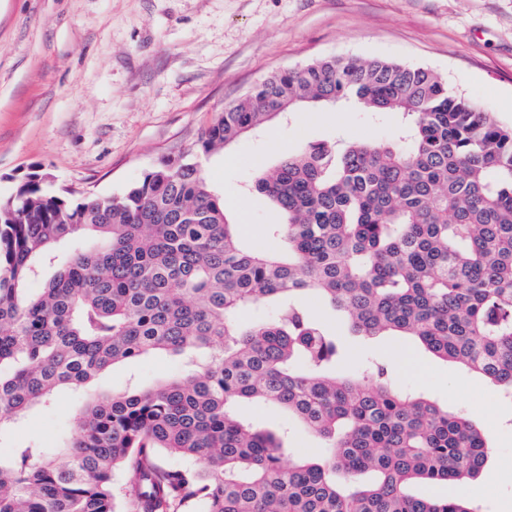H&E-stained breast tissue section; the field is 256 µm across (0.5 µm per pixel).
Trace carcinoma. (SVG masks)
<instances>
[{
	"label": "carcinoma",
	"instance_id": "cac0c4a2",
	"mask_svg": "<svg viewBox=\"0 0 512 512\" xmlns=\"http://www.w3.org/2000/svg\"><path fill=\"white\" fill-rule=\"evenodd\" d=\"M400 118L390 140L311 142L254 178L281 216L248 247L200 160L304 105ZM32 174L0 199V433L62 390L86 396L54 454H0V512H481L460 493L487 433L388 369L338 374L350 333L409 336L512 401V127L431 68L355 56L278 70L224 105L190 152L124 191L76 198ZM43 286L31 291L32 280ZM269 305L248 324L240 311ZM177 355L183 376L95 393L117 363ZM256 400L325 448L285 461L281 436L240 420ZM193 467L167 468L157 452Z\"/></svg>",
	"mask_w": 512,
	"mask_h": 512
}]
</instances>
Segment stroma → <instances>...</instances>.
Instances as JSON below:
<instances>
[{
  "instance_id": "stroma-1",
  "label": "stroma",
  "mask_w": 512,
  "mask_h": 512,
  "mask_svg": "<svg viewBox=\"0 0 512 512\" xmlns=\"http://www.w3.org/2000/svg\"><path fill=\"white\" fill-rule=\"evenodd\" d=\"M333 55L429 66L512 126V0H0V197L35 172L58 189L120 193L163 156L187 151L225 103L269 73ZM396 127L391 114L350 105L296 112L202 167L243 237L266 247L277 215L247 190L263 165L310 142L388 138ZM376 360L394 387L424 392L488 431L489 465L464 493L489 512H512V405L398 336L354 344L346 368ZM185 370L173 357L141 359L114 366L97 387L120 392ZM81 405L59 392L0 437V452L59 448ZM239 413L258 427H288L289 458L320 448L277 407Z\"/></svg>"
}]
</instances>
